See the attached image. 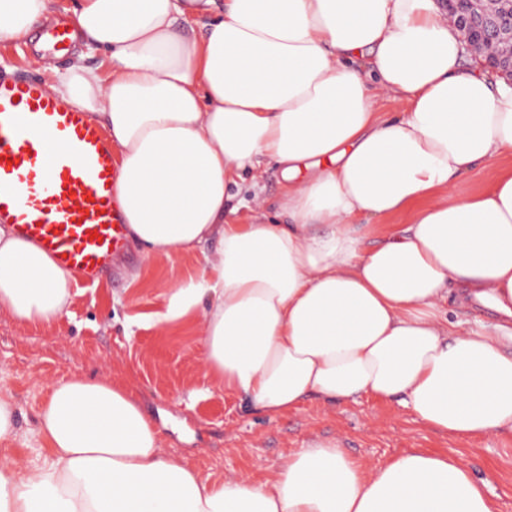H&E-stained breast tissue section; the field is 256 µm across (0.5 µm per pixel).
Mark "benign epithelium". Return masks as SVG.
<instances>
[{
	"label": "benign epithelium",
	"mask_w": 512,
	"mask_h": 512,
	"mask_svg": "<svg viewBox=\"0 0 512 512\" xmlns=\"http://www.w3.org/2000/svg\"><path fill=\"white\" fill-rule=\"evenodd\" d=\"M466 47L481 55L482 66L512 82V53L499 48L505 31L485 18L483 0H441Z\"/></svg>",
	"instance_id": "7a95c632"
}]
</instances>
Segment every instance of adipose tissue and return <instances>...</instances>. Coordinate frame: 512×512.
<instances>
[{
	"mask_svg": "<svg viewBox=\"0 0 512 512\" xmlns=\"http://www.w3.org/2000/svg\"><path fill=\"white\" fill-rule=\"evenodd\" d=\"M55 18L54 0H0V41ZM70 25L75 60L49 89L107 131L130 238L149 258L216 245L155 323L200 314L225 390L273 417L366 394L443 435L512 431V169L455 192L512 153V83L440 0H76ZM265 162L278 211L257 196L239 223L229 189H259ZM401 214L365 245L370 221ZM76 281L0 225V314L52 325ZM452 289L497 321H452ZM37 435L42 462L0 460V512H492L448 454L370 469L318 442L264 480H213L163 453L130 391L80 375L53 385ZM512 168V157H505L496 164L478 168L461 177L456 184L455 191L460 196H469L483 189L501 170ZM264 198L268 207L269 216H274V203L279 196L282 189L281 175L278 170L272 166L266 167V173L264 176Z\"/></svg>",
	"mask_w": 512,
	"mask_h": 512,
	"instance_id": "ef3b65f1",
	"label": "adipose tissue"
}]
</instances>
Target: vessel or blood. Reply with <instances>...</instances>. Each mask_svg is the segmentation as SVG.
Returning a JSON list of instances; mask_svg holds the SVG:
<instances>
[{
	"instance_id": "obj_1",
	"label": "vessel or blood",
	"mask_w": 512,
	"mask_h": 512,
	"mask_svg": "<svg viewBox=\"0 0 512 512\" xmlns=\"http://www.w3.org/2000/svg\"><path fill=\"white\" fill-rule=\"evenodd\" d=\"M112 148L37 78L0 76V224L95 279L126 237Z\"/></svg>"
}]
</instances>
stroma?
I'll return each mask as SVG.
<instances>
[{"label":"stroma","instance_id":"1","mask_svg":"<svg viewBox=\"0 0 512 512\" xmlns=\"http://www.w3.org/2000/svg\"><path fill=\"white\" fill-rule=\"evenodd\" d=\"M0 71L50 81L37 41H0ZM204 244L190 254L144 258L132 244L114 253L99 279L78 278L68 315L50 326L0 315V396L17 408L18 440L0 441V457L36 458L38 414L50 386L74 374L129 389L156 422L166 453L214 478L260 480L297 449L335 441L376 467L413 450L454 455L486 484L493 512H512V432L451 438L415 419L399 401L363 395L339 403L312 396L295 411L269 417L207 375L198 320L161 329L154 316L169 288L199 277Z\"/></svg>","mask_w":512,"mask_h":512}]
</instances>
